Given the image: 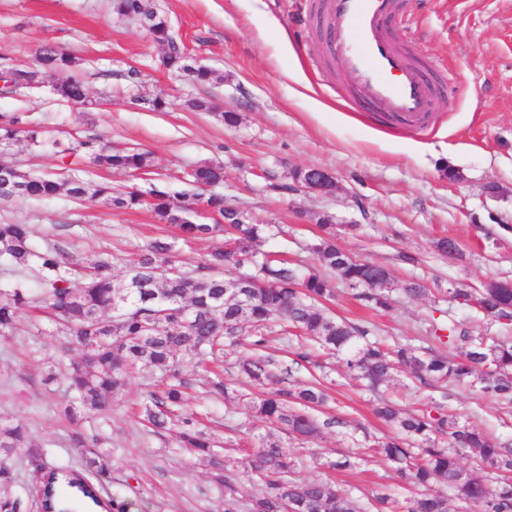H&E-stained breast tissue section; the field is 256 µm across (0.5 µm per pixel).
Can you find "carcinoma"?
I'll return each mask as SVG.
<instances>
[{
	"label": "carcinoma",
	"mask_w": 512,
	"mask_h": 512,
	"mask_svg": "<svg viewBox=\"0 0 512 512\" xmlns=\"http://www.w3.org/2000/svg\"><path fill=\"white\" fill-rule=\"evenodd\" d=\"M119 15L146 25V30L168 46L164 65L184 72L198 83L211 80L213 71L195 67L172 39L168 19L154 0H117ZM74 58L51 45L42 46L35 65L14 69L19 80L12 93L32 89L53 78L52 87L68 102L86 98L85 84L69 74ZM25 140L41 145L39 132L19 113L0 114V155L14 143ZM59 153L86 157L95 166L110 171L146 174L147 153L136 149L114 152L98 139L78 140L67 145L55 143ZM187 181L200 189L224 182V166L203 163L187 173ZM66 196L78 201H98L116 209H134L151 197L156 219L172 224L187 240L224 237L195 269L176 270L173 242L166 238L151 241L140 257L129 263L125 276L137 280L138 287L121 299L122 281L113 273L112 260L99 257L86 265L75 262L61 247L35 249L27 224H0V260L14 272L23 274L37 266V291L25 281L0 292V334L11 332L17 318L33 303L45 305L58 324L82 351L67 368L69 387L79 406L103 413L112 395L141 368L160 372L166 383L149 395L147 419L157 429L179 424L180 447L200 455L212 454V435L199 427L192 415L181 412L190 382L183 376L186 365L204 355L223 351L224 341H236L246 329L266 326L279 319L297 329L322 348L336 354L347 353L349 373L376 390L399 368L410 372L420 383L469 385L484 394L512 400V339L485 341L456 323L432 326L433 339L463 349L462 358L452 360L431 349L422 352L403 344L389 348L370 341V331L350 321L335 319L321 307L333 295L330 280L318 270L303 271L274 259L257 260L256 243L267 225L253 224L242 215L238 223L198 224L188 217L185 197L155 185L144 192L135 187L119 190L112 183L91 182L73 175L59 179L53 174L29 176L0 159V199L45 200ZM319 226L326 237L313 248L319 264L344 285L358 291V297L374 308L391 307L392 276L383 265L353 260L331 241L332 225L324 218ZM458 302L498 320H512V282L496 281L482 289L450 288ZM241 374L254 383L274 379L270 361L253 356L238 364ZM326 394L312 383L291 384L252 401L255 415L278 431L307 440L320 432L314 411ZM380 417L397 425L399 433L377 446V453L396 465L400 481L423 493L407 501L406 512H448V498L432 492L438 483L448 484L458 498L479 512H512V483H489L485 467L512 471V440L490 438L477 427L454 418L429 412L402 413L383 401ZM25 426L0 425V482L11 480L7 464L18 448H29ZM470 453L478 465L466 469L463 455ZM31 458L42 472V512H72L77 502L84 512H126V505L104 502L91 478L105 481L107 470L98 460L88 458L84 471L69 467L49 468L39 454ZM255 469L265 483L264 493L252 499L250 512H365L358 500L339 492L321 480L301 481L291 477L292 464L281 439L273 433L258 441Z\"/></svg>",
	"instance_id": "1"
}]
</instances>
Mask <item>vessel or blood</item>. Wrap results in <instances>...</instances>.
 <instances>
[{"label":"vessel or blood","mask_w":512,"mask_h":512,"mask_svg":"<svg viewBox=\"0 0 512 512\" xmlns=\"http://www.w3.org/2000/svg\"><path fill=\"white\" fill-rule=\"evenodd\" d=\"M403 0H323V53L364 93L368 108L386 121L427 126L450 86L413 56L404 34L394 29Z\"/></svg>","instance_id":"b4317fda"}]
</instances>
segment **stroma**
Masks as SVG:
<instances>
[{
    "label": "stroma",
    "instance_id": "1",
    "mask_svg": "<svg viewBox=\"0 0 512 512\" xmlns=\"http://www.w3.org/2000/svg\"><path fill=\"white\" fill-rule=\"evenodd\" d=\"M314 2L157 0L191 63L213 71L212 82L199 84L164 66L166 45L118 16L116 0H0V70L33 65L50 44L74 58L71 73L88 92L81 106L48 86L0 97V113H22L43 132L41 146L16 142L6 161L64 178L74 166L57 154L55 142L96 137L116 151L147 152L150 173L112 174L83 160L76 166L81 177L119 188L163 182L175 192L188 189L185 170L222 163L226 203L268 226L259 255L315 265L311 247L324 216L338 247L390 270L391 310H373L336 281L324 302L331 316L367 327L386 343L432 345L453 359L459 350L428 338L432 321H461L512 338V323L448 297L452 287L512 281V0H410L402 24L419 55L454 75L436 120L424 129L385 123L354 101L309 25ZM132 70L138 79H129ZM157 98L163 102L158 110L151 106ZM193 98L209 99L213 111L189 110ZM222 112L239 113L238 125L227 127L218 118ZM308 167L329 171L335 193L295 183L293 171ZM491 184L496 192H488ZM1 223L30 225L41 250L57 244L81 262L110 257L119 277L150 240L176 233L157 223L146 205L125 210L62 196L0 200ZM444 238L458 242L461 257L438 251ZM413 280L423 283L424 295L404 294ZM251 353L247 341L228 342L218 360L185 370L192 382L186 409L218 443L214 458H202L179 448L175 431L145 421L147 396L159 381L149 368L130 376L110 412L68 417L72 397L63 371L80 349L45 314L30 310L12 334L0 336V423H22L50 467L82 468L73 439L96 437L95 450L109 468L101 494L126 504L127 512H224L231 493L239 512H248L264 491L253 460L258 437L269 431L252 418L250 405L275 388L239 374L238 361ZM219 377L229 397L209 395L210 381ZM293 377L318 379L328 395L316 413L323 424L318 436L288 442L293 478L330 481L366 506L379 494L406 503L411 489L373 451L397 427L376 416V395L347 372L342 356L312 348L309 367L295 369ZM384 395L407 412L437 408L512 437V405L464 386L446 392L398 372ZM344 457L350 467L337 468ZM10 464L13 480L0 491L19 500L21 512H41L30 457L17 450ZM228 471L236 481L232 492L224 484Z\"/></svg>",
    "mask_w": 512,
    "mask_h": 512
}]
</instances>
